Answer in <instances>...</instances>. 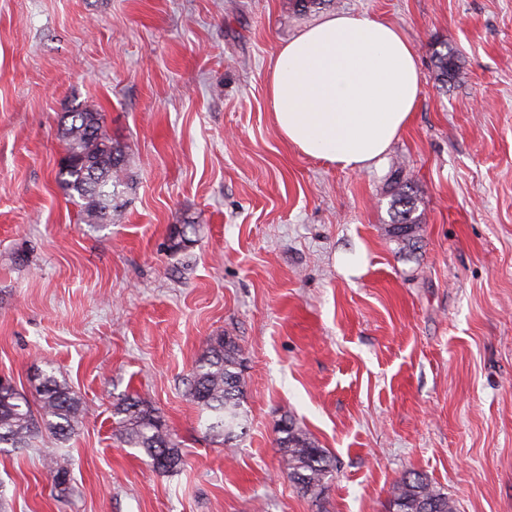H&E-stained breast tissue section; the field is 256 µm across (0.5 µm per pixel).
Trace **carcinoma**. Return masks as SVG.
<instances>
[{
	"mask_svg": "<svg viewBox=\"0 0 512 512\" xmlns=\"http://www.w3.org/2000/svg\"><path fill=\"white\" fill-rule=\"evenodd\" d=\"M434 80L448 86L460 75L455 53L443 45L434 52ZM65 157L56 180L65 194L80 207L85 223L110 224L116 189L126 184L124 152L107 133L104 115L93 104H81L62 120ZM418 198L408 181L399 183L392 194L388 232L404 248L416 247L419 219ZM196 225L174 224L169 249L180 252L192 243ZM239 343L232 336L210 340L190 378L191 396L205 429L214 437L230 441L245 430L247 413L243 406L244 377ZM82 415L81 401L66 381L42 371L36 378L32 397L14 386L0 385V451L29 448L44 432L65 440ZM112 416L119 438L131 448H140L153 468L177 473L185 460L164 421L141 397L127 394L118 401ZM289 479L303 495L319 498L328 488L333 465L327 451L289 420L277 439ZM70 481V463L60 454L53 460L54 488L64 491ZM395 512H456L448 495L418 473L404 476L393 488Z\"/></svg>",
	"mask_w": 512,
	"mask_h": 512,
	"instance_id": "carcinoma-1",
	"label": "carcinoma"
}]
</instances>
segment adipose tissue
<instances>
[{
    "mask_svg": "<svg viewBox=\"0 0 512 512\" xmlns=\"http://www.w3.org/2000/svg\"><path fill=\"white\" fill-rule=\"evenodd\" d=\"M266 85L288 145L338 169L361 171L380 161L410 123L422 75L399 28L335 13L280 47Z\"/></svg>",
    "mask_w": 512,
    "mask_h": 512,
    "instance_id": "obj_1",
    "label": "adipose tissue"
}]
</instances>
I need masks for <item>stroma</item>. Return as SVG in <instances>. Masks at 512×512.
I'll return each instance as SVG.
<instances>
[{"instance_id":"obj_1","label":"stroma","mask_w":512,"mask_h":512,"mask_svg":"<svg viewBox=\"0 0 512 512\" xmlns=\"http://www.w3.org/2000/svg\"><path fill=\"white\" fill-rule=\"evenodd\" d=\"M337 12L397 26L423 79L359 172L290 147L267 98L280 46ZM441 42L463 70L444 88ZM84 102L132 175L109 224H84L56 181L61 119ZM400 177L418 190L410 253L387 233ZM186 218L194 241L171 253ZM222 334L249 418L229 444L189 391ZM39 368L84 416L64 446L0 452L7 512H392L412 471L456 512H512V0H0V377L26 394ZM131 393L180 472L115 435ZM287 417L333 459L320 501L288 478Z\"/></svg>"}]
</instances>
